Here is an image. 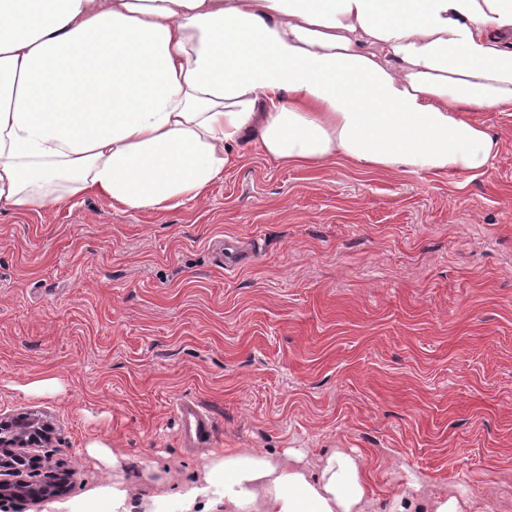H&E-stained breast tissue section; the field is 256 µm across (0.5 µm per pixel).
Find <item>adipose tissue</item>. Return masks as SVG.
Masks as SVG:
<instances>
[{"label": "adipose tissue", "mask_w": 512, "mask_h": 512, "mask_svg": "<svg viewBox=\"0 0 512 512\" xmlns=\"http://www.w3.org/2000/svg\"><path fill=\"white\" fill-rule=\"evenodd\" d=\"M512 112V0H0V211L203 201L239 145L308 169L476 172ZM180 512H365L343 450L210 455ZM223 480L218 497L208 483Z\"/></svg>", "instance_id": "adipose-tissue-1"}]
</instances>
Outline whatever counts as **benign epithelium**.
<instances>
[{"label":"benign epithelium","mask_w":512,"mask_h":512,"mask_svg":"<svg viewBox=\"0 0 512 512\" xmlns=\"http://www.w3.org/2000/svg\"><path fill=\"white\" fill-rule=\"evenodd\" d=\"M51 434L50 424L34 413L0 419V512H19L17 505L22 502L40 504L63 494L66 479L61 475L38 482L24 476L34 472L38 463V457L26 450L49 447Z\"/></svg>","instance_id":"benign-epithelium-1"}]
</instances>
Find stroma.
<instances>
[{
	"mask_svg": "<svg viewBox=\"0 0 512 512\" xmlns=\"http://www.w3.org/2000/svg\"><path fill=\"white\" fill-rule=\"evenodd\" d=\"M471 119L499 139L477 173L286 167L251 148L174 210L87 195L1 212L0 415L47 416L43 454L72 475L23 512H112L95 440L128 455L140 512L176 509L145 461L199 483L218 448L352 453L369 512L412 482L512 512V117ZM41 377L59 392L29 394ZM181 397L211 410L208 447L181 439Z\"/></svg>",
	"mask_w": 512,
	"mask_h": 512,
	"instance_id": "stroma-1",
	"label": "stroma"
}]
</instances>
